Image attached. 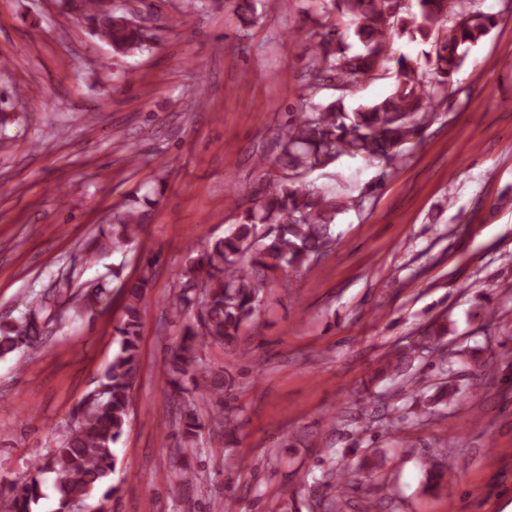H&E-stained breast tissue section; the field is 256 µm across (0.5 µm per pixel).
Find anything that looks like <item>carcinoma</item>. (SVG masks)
Segmentation results:
<instances>
[{"mask_svg":"<svg viewBox=\"0 0 512 512\" xmlns=\"http://www.w3.org/2000/svg\"><path fill=\"white\" fill-rule=\"evenodd\" d=\"M79 19L117 55L143 52L155 35L142 21L120 10L100 11L101 0H74ZM325 15L348 19L362 51L351 55L343 34L330 25L322 32L306 31L310 58L306 75L307 99L300 110L287 114L276 137L277 175L251 194L249 206L230 230L202 249L189 250L177 273L178 291L168 304V315L178 328V342L164 365L166 395L178 405L176 435L195 444L203 432L212 443L229 448L239 435L238 415L224 402L233 379L200 367L198 346L206 342L232 345L260 311L267 282L279 271H296L324 255L335 241L336 216L353 208L359 196L345 185L316 186L308 176L329 168L341 157L362 158L381 167L376 186L393 176L404 163L415 138L436 117L448 97L450 77L464 63L470 48L496 26L495 13L480 9L479 0H322ZM429 44L420 57L393 58L397 38ZM395 62L394 69L388 63ZM391 71L392 90L385 98L345 108L347 93L359 79L384 77ZM332 81L340 95L323 105L314 97L323 82ZM146 212L130 208L115 223L100 229L86 246L87 262L131 246L143 228ZM80 268L73 267L55 284L52 293L30 295L19 316L0 324V356L33 348L45 339L49 324L61 327L112 305L104 283L90 282L73 289ZM148 285L143 275L126 285L123 314L114 327L118 349L107 363L96 387L73 408L74 421L56 448L30 470L24 482L0 487V512H34L43 498L44 476L52 475L56 489L52 512H112V499L121 487L112 483L114 445L130 419L132 390L140 364L141 308ZM449 318H437L418 339L392 348L375 365L369 388L376 381L399 377L407 389L406 414L421 418L461 393L455 365L461 361L484 371L489 362L480 346L449 354L443 347ZM429 357L438 364L440 381L423 384L414 363ZM215 401L212 423H204L191 406L192 394ZM340 424L363 436L374 424L366 408L348 412ZM437 462L425 470L424 490L448 484V453L433 450ZM322 486L327 492L325 512L352 487L353 471L378 466V456H365L355 467L336 461L327 451ZM173 495L181 494L192 475L185 457H174Z\"/></svg>","mask_w":512,"mask_h":512,"instance_id":"obj_1","label":"carcinoma"}]
</instances>
